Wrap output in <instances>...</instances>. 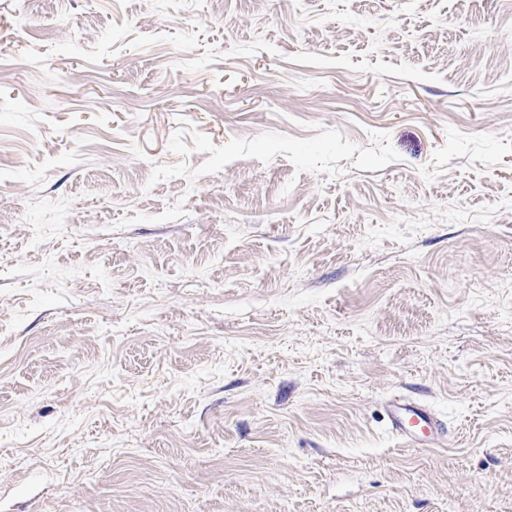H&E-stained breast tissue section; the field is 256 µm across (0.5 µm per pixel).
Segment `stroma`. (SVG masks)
<instances>
[{"label": "stroma", "mask_w": 512, "mask_h": 512, "mask_svg": "<svg viewBox=\"0 0 512 512\" xmlns=\"http://www.w3.org/2000/svg\"><path fill=\"white\" fill-rule=\"evenodd\" d=\"M0 512H512V0H0ZM388 419L390 428L404 446H417L422 443L419 435L413 432L417 427L424 426L429 431L431 441L444 434V425L426 407L413 406L407 403L390 401Z\"/></svg>", "instance_id": "stroma-1"}]
</instances>
